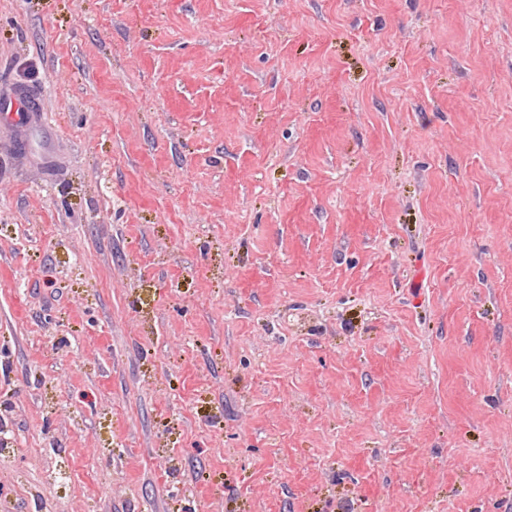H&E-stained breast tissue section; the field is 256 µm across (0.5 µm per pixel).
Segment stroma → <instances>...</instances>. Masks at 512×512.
I'll return each instance as SVG.
<instances>
[{
	"instance_id": "35a3bbf8",
	"label": "stroma",
	"mask_w": 512,
	"mask_h": 512,
	"mask_svg": "<svg viewBox=\"0 0 512 512\" xmlns=\"http://www.w3.org/2000/svg\"><path fill=\"white\" fill-rule=\"evenodd\" d=\"M0 512H512V0H0ZM0 113L1 120L3 118L8 122L20 127L22 131L27 130L37 123L38 114L37 112H20V107L14 109L13 102L2 103L0 102Z\"/></svg>"
}]
</instances>
